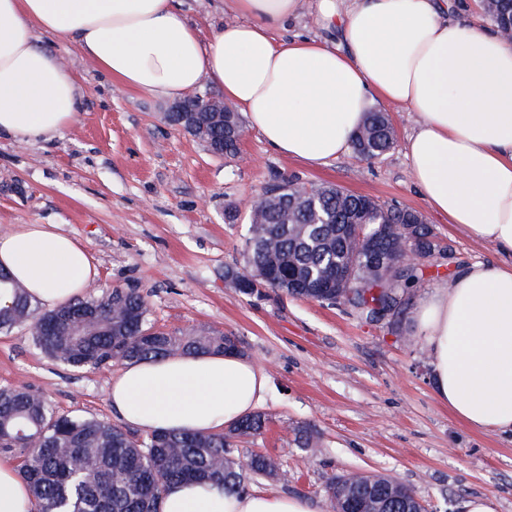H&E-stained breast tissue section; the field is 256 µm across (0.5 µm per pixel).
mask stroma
Here are the masks:
<instances>
[{
	"label": "stroma",
	"mask_w": 512,
	"mask_h": 512,
	"mask_svg": "<svg viewBox=\"0 0 512 512\" xmlns=\"http://www.w3.org/2000/svg\"><path fill=\"white\" fill-rule=\"evenodd\" d=\"M201 35L235 16L224 0H175ZM40 43L74 75L81 109L53 139L0 136V234L18 224H53L91 256L98 288H136L150 303L156 329H214L236 337L243 356L268 374L263 434L239 439L240 452L277 459L287 479L258 478L249 491L274 490L329 512L328 479L356 469L389 475L429 512H460L462 501L488 496L512 512V436L475 431L434 393L428 354L412 326L419 299L458 269L495 264L489 243L435 213L414 183L406 140L414 117L378 100L391 115L393 147L369 166L344 155L314 167L271 151L245 128L241 153L229 159L170 125L171 99L103 75L71 41ZM337 185L387 205L421 212L454 259L426 272L399 318L372 322L355 309L264 290L240 294L225 267L241 259L249 218L240 204L278 177ZM237 209L236 220L226 218ZM116 367L74 369L47 358L29 328L0 333V388L44 394L56 411L121 424L109 401ZM311 426L318 451L306 455L292 430Z\"/></svg>",
	"instance_id": "35a3bbf8"
}]
</instances>
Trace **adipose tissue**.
<instances>
[{"label": "adipose tissue", "instance_id": "ef3b65f1", "mask_svg": "<svg viewBox=\"0 0 512 512\" xmlns=\"http://www.w3.org/2000/svg\"><path fill=\"white\" fill-rule=\"evenodd\" d=\"M233 23L200 40L173 0H0V135L50 138L72 123L80 94L39 42L78 44L108 77L181 97L208 80L274 151L313 166L345 154L372 101L416 118L406 156L422 197L508 262L459 270L414 309L436 396L484 433L512 432V41L454 16L450 0H225ZM336 29L338 45L275 41L303 11ZM0 267L49 307L79 298L97 270L52 224L0 234ZM268 377L237 354L129 362L109 397L144 431L220 433L261 408ZM27 484L0 463V512H30ZM160 512H319L275 491L227 495L169 485Z\"/></svg>", "mask_w": 512, "mask_h": 512}]
</instances>
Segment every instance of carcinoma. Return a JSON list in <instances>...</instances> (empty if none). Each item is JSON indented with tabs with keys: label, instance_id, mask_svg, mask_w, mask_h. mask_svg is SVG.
Masks as SVG:
<instances>
[{
	"label": "carcinoma",
	"instance_id": "cac0c4a2",
	"mask_svg": "<svg viewBox=\"0 0 512 512\" xmlns=\"http://www.w3.org/2000/svg\"><path fill=\"white\" fill-rule=\"evenodd\" d=\"M483 9L500 33L512 29V0H483ZM235 132L213 116L170 112L169 123L206 144L224 142L223 155L239 152L242 124L233 113ZM395 140L389 116L370 111L352 139V154L370 163L389 151ZM278 196L257 195L249 211L250 229L242 264L224 277L247 296L262 289L359 310L371 321L376 309L395 316L423 276L440 268V249L419 211L386 206L335 186L306 185L295 178L273 182ZM367 225L364 237L348 225ZM390 260L411 250L415 264L382 271L369 265L367 239ZM348 270V296L336 298L329 283ZM149 301L134 288H94L66 306L42 311L18 279L0 270V331L28 326L34 344L49 359L76 369L105 368L114 363L165 358L176 354L240 351L238 341L219 331L169 333L150 323ZM264 414H252L222 433L151 431L131 433L105 420L57 412L39 394L0 389V455L17 460L36 512H159L167 485L177 480L213 483L227 493H242L254 477L279 468L277 461L254 456L243 468L234 454L235 439L257 436L266 428ZM298 447L317 452L308 426L293 429Z\"/></svg>",
	"mask_w": 512,
	"mask_h": 512
}]
</instances>
